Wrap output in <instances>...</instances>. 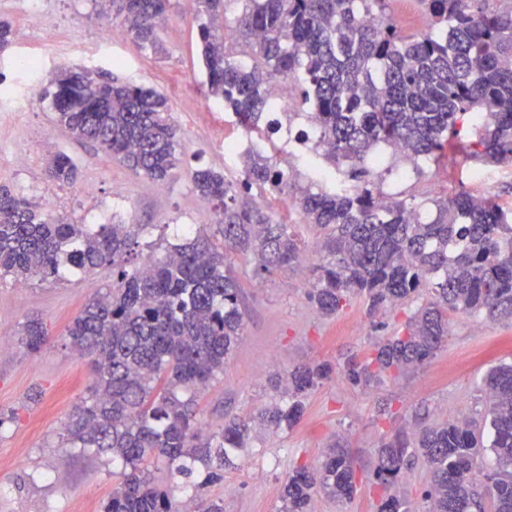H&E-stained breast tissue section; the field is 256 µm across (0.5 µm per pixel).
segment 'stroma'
<instances>
[{
  "mask_svg": "<svg viewBox=\"0 0 512 512\" xmlns=\"http://www.w3.org/2000/svg\"><path fill=\"white\" fill-rule=\"evenodd\" d=\"M47 9L57 24L50 32L41 24ZM0 19L13 30L11 44L0 51V87L15 90L12 99H0V112L25 101L26 64L34 59L46 80L60 69L80 67L164 93L180 135L177 167L168 179L153 181L95 144L73 138L56 125L44 103L13 117L0 136V184L39 203L51 198L49 212L77 224L146 225L138 249L142 258L148 244L166 245L184 225L195 223L203 202L193 189L192 173L200 166L226 172L222 143L241 129L223 104L203 98L198 22L190 0H171L154 49L137 47L126 37L100 43L101 27L112 21L101 0H0ZM282 141V135H274V159L291 169L288 194L295 196L309 187L311 164L325 159L316 153L288 154L280 148ZM59 152L77 165L74 184L46 180L47 161ZM373 179L381 192L401 198L465 191L512 208L510 163L458 156L445 165H425L417 174L388 156ZM89 183L94 190L88 194L84 187ZM117 186L124 189L119 198L113 194ZM284 197L255 190L250 200L274 220L286 221L301 247L311 250L316 229ZM231 262L242 284L244 330L223 374L203 395L204 429L214 431L225 418L249 417L264 407L286 404L283 389L270 382L272 374L284 375L305 363L329 365L333 373L307 395L297 426L255 427L249 448L225 467L223 480L205 488V496L223 498L224 512H279L289 473L302 465L320 466L326 448L336 441L358 459L365 476L353 498L315 494V512H378L379 494L367 473L382 439L417 423L433 426L472 416L482 407L483 375L500 360L512 359V319L458 314L447 345L429 364L382 377L366 389L352 386L344 375L346 363L364 359L375 343L396 335L412 306L372 317L354 299L326 317L309 297L307 278L297 272L259 278L251 256L235 254ZM111 283L108 265L80 279H35L22 286L0 276V413L7 417L0 426V512H102L112 493L115 465L107 456L68 448L64 431L70 412L92 384L86 358L69 345L67 327L88 296ZM30 316L41 317L49 332V343L36 352L17 341Z\"/></svg>",
  "mask_w": 512,
  "mask_h": 512,
  "instance_id": "stroma-1",
  "label": "stroma"
}]
</instances>
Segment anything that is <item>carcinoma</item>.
<instances>
[{"mask_svg": "<svg viewBox=\"0 0 512 512\" xmlns=\"http://www.w3.org/2000/svg\"><path fill=\"white\" fill-rule=\"evenodd\" d=\"M108 2L134 41L156 47L169 0ZM191 2L204 98L224 102L244 131L263 126L275 134L268 113L276 104L267 87L279 75L295 77L301 105L314 113L320 131L317 147L333 166L349 163L348 176L359 182L352 189L308 188L298 198L305 220L319 231L317 258L308 266L319 312L333 316L360 298L374 316L431 290V300L407 316L398 336L346 366L352 385L368 387L433 359L456 314L512 318V209L466 192L417 203L380 200L367 182L384 144L400 146L396 158L415 167L449 149L465 160L512 163V14L485 10L482 0H421L437 29L405 35L385 17L386 0ZM230 3L241 4L236 47L216 34ZM45 96L56 124L73 137L151 180L172 175L178 129L161 93L64 68ZM240 163L235 182L211 168L193 173L194 191L209 205L224 243L198 231L139 264L130 257L144 225L74 224L0 186L1 276L19 284L35 277L58 281L103 265L116 274L112 288L94 291L67 328L93 375L89 396L66 424L70 447L122 465L104 512H186L171 489L155 484L150 466L161 462L171 477L190 479L200 464L206 474L197 487L203 488L223 478L230 456L250 438L247 419L230 418L212 434L198 419L203 391L224 372L244 330L230 254H252L263 277L297 268L305 251L288 225L239 201L255 187L283 191L290 171L255 149ZM76 174L67 154L49 159V182L69 185ZM47 340L42 319L22 326L20 341L29 350ZM331 373L325 364L294 368L288 404L266 409L263 421L293 428L307 394ZM482 393L481 417L402 429L382 443L370 473L381 493L379 512H410L389 490L419 457L429 470L428 512H512V362L486 372ZM356 480L355 460L335 446L318 471L294 469L281 512H309L318 490L349 499Z\"/></svg>", "mask_w": 512, "mask_h": 512, "instance_id": "cac0c4a2", "label": "carcinoma"}]
</instances>
